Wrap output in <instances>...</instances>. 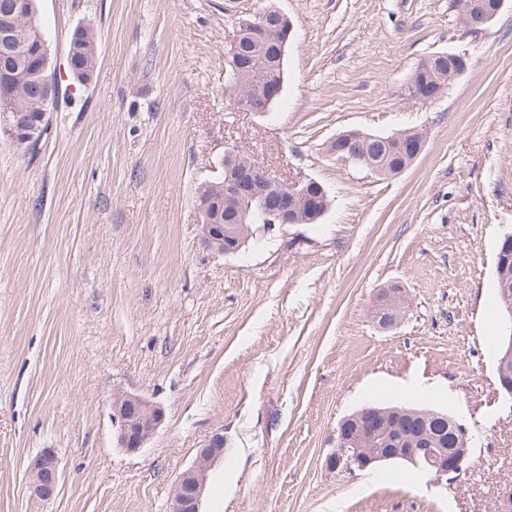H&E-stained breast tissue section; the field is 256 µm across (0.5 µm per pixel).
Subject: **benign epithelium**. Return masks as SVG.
<instances>
[{
  "label": "benign epithelium",
  "instance_id": "1",
  "mask_svg": "<svg viewBox=\"0 0 512 512\" xmlns=\"http://www.w3.org/2000/svg\"><path fill=\"white\" fill-rule=\"evenodd\" d=\"M505 0H466L465 23L468 27L482 28L494 21L500 14ZM41 73L46 92H51L56 74L49 69L48 43L39 38L37 50ZM438 58L448 60V80H453L467 68V58L463 54L448 52L438 54ZM15 87L0 79V133L12 144L23 146L35 138L39 129L32 126L29 115L12 112L10 107ZM339 151L343 158L357 164H367L365 157L350 151L353 136L338 134ZM242 153L232 148L224 157V201L238 208L240 223L258 227L274 224H291L295 206L310 199L309 192L315 191L322 201L328 200L323 185L315 180L288 181L274 175L268 167L252 160L235 171L233 166L240 164ZM199 227L203 244L220 255L238 253L256 232L249 231L246 238L231 236L224 225L214 223V218L200 211ZM390 306V296L376 294L372 319L382 329H390L398 324V318L386 316ZM503 336L496 356V378L500 391L512 399V305L504 304ZM112 422L117 433L118 447L128 453H136L146 447L154 438L164 420L161 407L145 398L129 393H116L111 403ZM377 412L374 407H363L345 417L336 430V449L327 458L333 469L359 470L384 463L407 464L430 477L436 484L457 481L466 472L469 452L466 448H385L387 435L372 428L365 438L372 441L374 448L362 447V440L350 432L351 427L362 425ZM224 457V436L214 434L208 444L199 450L196 463L183 471L176 482L170 512H201V504L212 467ZM28 488L32 499L39 502L52 500L61 479L60 461L52 450H45L29 464Z\"/></svg>",
  "mask_w": 512,
  "mask_h": 512
}]
</instances>
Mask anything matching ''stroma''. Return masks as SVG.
Returning a JSON list of instances; mask_svg holds the SVG:
<instances>
[{
  "mask_svg": "<svg viewBox=\"0 0 512 512\" xmlns=\"http://www.w3.org/2000/svg\"><path fill=\"white\" fill-rule=\"evenodd\" d=\"M273 2L294 30L260 113L229 98L225 62L263 0H37L60 99L35 154L0 138V512H170L218 432L202 512H512V402L495 383L512 0L478 31L455 0ZM79 26L98 34L85 84L68 63ZM441 52L467 69L414 102L410 74ZM349 129L425 143L385 178L327 152ZM234 146L321 183V221L208 250L195 192ZM391 286L408 306L383 330L370 308ZM117 392L165 413L135 454L116 444ZM371 402L464 423L467 473L330 469L340 420ZM48 448L62 477L39 503L27 468Z\"/></svg>",
  "mask_w": 512,
  "mask_h": 512,
  "instance_id": "1",
  "label": "stroma"
}]
</instances>
